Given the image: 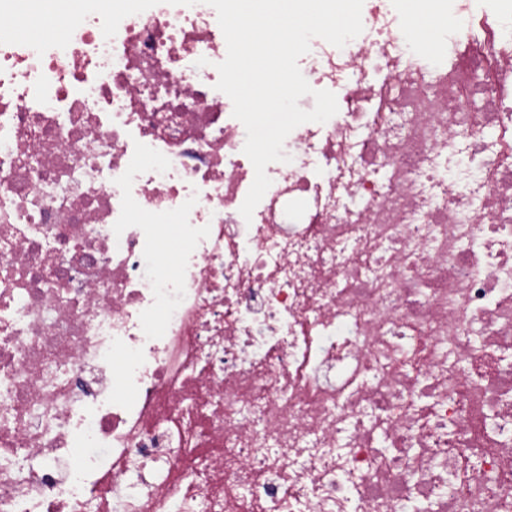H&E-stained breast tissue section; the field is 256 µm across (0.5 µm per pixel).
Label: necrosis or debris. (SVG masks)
Returning a JSON list of instances; mask_svg holds the SVG:
<instances>
[{
    "label": "necrosis or debris",
    "mask_w": 512,
    "mask_h": 512,
    "mask_svg": "<svg viewBox=\"0 0 512 512\" xmlns=\"http://www.w3.org/2000/svg\"><path fill=\"white\" fill-rule=\"evenodd\" d=\"M362 22L248 221L205 0L0 44V512H512V0Z\"/></svg>",
    "instance_id": "1"
}]
</instances>
